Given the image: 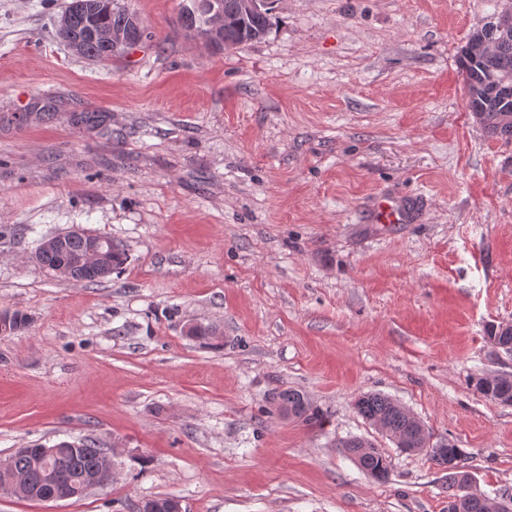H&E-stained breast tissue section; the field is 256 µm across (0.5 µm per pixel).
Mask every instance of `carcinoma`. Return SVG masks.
<instances>
[{
  "label": "carcinoma",
  "mask_w": 512,
  "mask_h": 512,
  "mask_svg": "<svg viewBox=\"0 0 512 512\" xmlns=\"http://www.w3.org/2000/svg\"><path fill=\"white\" fill-rule=\"evenodd\" d=\"M200 2L204 14L213 5L222 10L224 30L221 39L233 49L262 39L269 30L274 9L272 5L259 12L248 13L242 10L241 0ZM95 24L105 30L120 32L131 40L141 41L148 37L138 18L120 6L118 0H87L85 10L70 16L67 37L79 43L78 54L100 61L112 58L113 53L104 42L91 35ZM474 34L493 44L495 54L478 60L459 57L468 108L483 113V128L487 133L511 140L512 124L503 122L502 115L505 112L512 113V29L502 30L490 21L474 31ZM75 121L88 129H107L106 115L102 112H81ZM88 241L89 237L84 234L67 233L59 246L38 244L35 260L51 272L65 263L70 266L72 279L88 283L103 280L123 267L127 260L124 249L105 236L102 237L103 243L112 247V269L105 271L87 264L84 257ZM483 385L487 386L492 400L512 396L511 375L482 378L477 386ZM270 405L278 414L287 418L306 422L318 418V411L296 389L286 388L275 392L270 398ZM355 408L369 424L382 426V431L399 448L408 452L425 450L440 466L447 465L450 457L459 459L462 456L461 449L450 443L430 446V436L424 425L409 416L403 406L381 393L360 396ZM54 447V455L46 460L40 448H28L12 456L14 469L26 473L32 488L36 489V492L29 493L31 501H42L63 491L70 498L79 500L86 494L82 488L85 475L105 468L108 463L109 453L90 438L84 439L75 450L61 441L54 444ZM336 447L350 455L365 473L371 476L387 474V458L370 440L353 436L339 441Z\"/></svg>",
  "instance_id": "cac0c4a2"
}]
</instances>
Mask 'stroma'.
<instances>
[{
    "label": "stroma",
    "mask_w": 512,
    "mask_h": 512,
    "mask_svg": "<svg viewBox=\"0 0 512 512\" xmlns=\"http://www.w3.org/2000/svg\"><path fill=\"white\" fill-rule=\"evenodd\" d=\"M71 0H0V463L89 437L110 485L0 512H448V471L357 413L368 392L453 440L512 498V139L470 116L473 31L512 0H279L259 42L188 37L191 0H120L152 37L98 63L56 35ZM102 112L109 131L74 121ZM418 198L407 224L369 219ZM128 260L95 284L34 259L73 228ZM215 327L212 342L189 324ZM300 390L322 415L271 411ZM364 436L377 480L337 448ZM487 382V391L490 393L489 399L502 398L512 396V376L511 375H499L494 378H482L477 382L478 389L483 393V383ZM484 394V393H483Z\"/></svg>",
    "instance_id": "obj_1"
}]
</instances>
